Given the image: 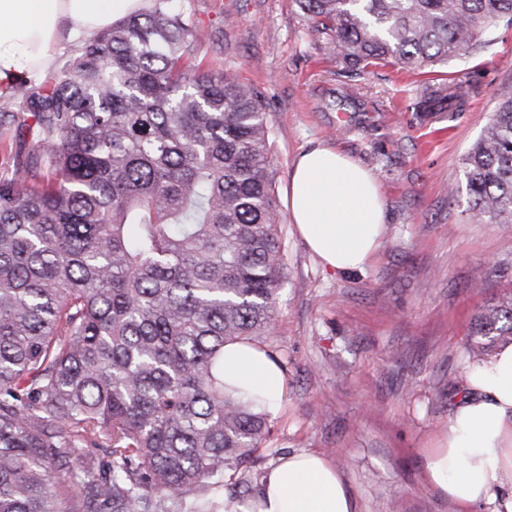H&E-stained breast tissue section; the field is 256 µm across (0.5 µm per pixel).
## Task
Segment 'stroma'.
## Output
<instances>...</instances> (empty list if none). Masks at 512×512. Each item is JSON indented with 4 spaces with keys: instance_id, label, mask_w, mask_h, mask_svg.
I'll list each match as a JSON object with an SVG mask.
<instances>
[{
    "instance_id": "1",
    "label": "stroma",
    "mask_w": 512,
    "mask_h": 512,
    "mask_svg": "<svg viewBox=\"0 0 512 512\" xmlns=\"http://www.w3.org/2000/svg\"><path fill=\"white\" fill-rule=\"evenodd\" d=\"M221 37L203 68L235 70L272 129L283 258L275 325L260 346L288 380L268 442L278 463L324 456L357 512H459L426 481L424 454L466 393L464 340L479 311L512 293V224L466 212L463 158L512 96V23L482 48L413 72L354 76L318 41L295 0H181ZM459 88L443 112L426 88ZM341 148L377 176L381 247L360 271L324 268L291 219L288 187L304 150Z\"/></svg>"
}]
</instances>
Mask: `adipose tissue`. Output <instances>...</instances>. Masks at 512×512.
Masks as SVG:
<instances>
[{"label": "adipose tissue", "mask_w": 512, "mask_h": 512, "mask_svg": "<svg viewBox=\"0 0 512 512\" xmlns=\"http://www.w3.org/2000/svg\"><path fill=\"white\" fill-rule=\"evenodd\" d=\"M143 0H0V96L21 81L42 77L64 38L87 36L140 9ZM292 220L323 266L364 268L376 255L384 203L376 175L340 148L318 146L296 160L290 185ZM470 398L455 410L448 431L425 455L429 484L464 512L488 503L512 512L503 473L512 471V344L467 374ZM224 387L263 394L262 408L278 415L287 390L284 371L248 342L224 346ZM258 512H356L343 475L322 456L293 454L267 473Z\"/></svg>", "instance_id": "adipose-tissue-1"}]
</instances>
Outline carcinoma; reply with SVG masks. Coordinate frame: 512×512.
<instances>
[{"label": "carcinoma", "instance_id": "cac0c4a2", "mask_svg": "<svg viewBox=\"0 0 512 512\" xmlns=\"http://www.w3.org/2000/svg\"><path fill=\"white\" fill-rule=\"evenodd\" d=\"M348 69L445 65L512 0H295ZM175 0L98 33L1 112L34 147L0 168V512H219L271 435L224 391V345L273 328L282 229L256 96L187 63ZM469 217L512 223V96L464 161ZM512 342L481 311L468 364Z\"/></svg>", "mask_w": 512, "mask_h": 512}]
</instances>
